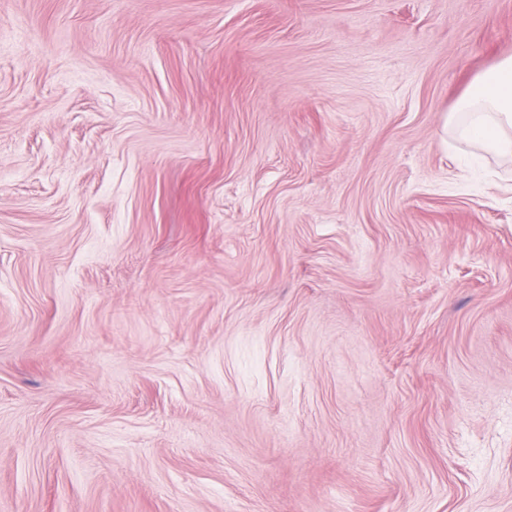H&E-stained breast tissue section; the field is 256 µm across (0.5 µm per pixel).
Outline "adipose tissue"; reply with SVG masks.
I'll return each mask as SVG.
<instances>
[{"instance_id": "adipose-tissue-1", "label": "adipose tissue", "mask_w": 512, "mask_h": 512, "mask_svg": "<svg viewBox=\"0 0 512 512\" xmlns=\"http://www.w3.org/2000/svg\"><path fill=\"white\" fill-rule=\"evenodd\" d=\"M448 127L482 154L512 157V56L473 78Z\"/></svg>"}]
</instances>
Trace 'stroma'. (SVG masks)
<instances>
[{
  "label": "stroma",
  "mask_w": 512,
  "mask_h": 512,
  "mask_svg": "<svg viewBox=\"0 0 512 512\" xmlns=\"http://www.w3.org/2000/svg\"><path fill=\"white\" fill-rule=\"evenodd\" d=\"M512 0H0V512H512V165L446 118Z\"/></svg>",
  "instance_id": "1"
}]
</instances>
